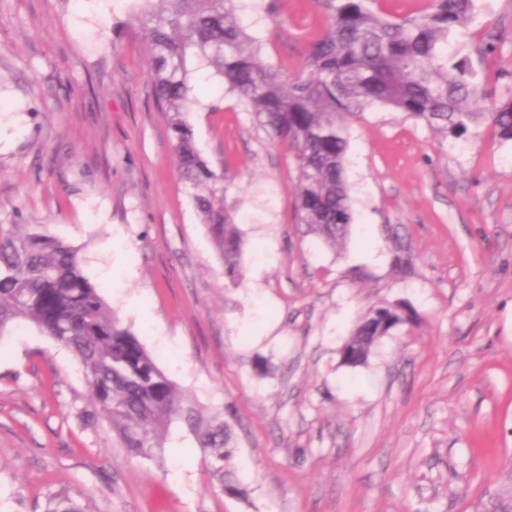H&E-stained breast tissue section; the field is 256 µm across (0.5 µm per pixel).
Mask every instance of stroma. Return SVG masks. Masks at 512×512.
I'll return each instance as SVG.
<instances>
[{
    "mask_svg": "<svg viewBox=\"0 0 512 512\" xmlns=\"http://www.w3.org/2000/svg\"><path fill=\"white\" fill-rule=\"evenodd\" d=\"M137 8L0 0V131H22L0 150V225L79 247L161 370L223 412L243 493L212 487L182 424L157 460L117 447L107 419L85 426L78 359L22 323L0 336V512L61 497L86 512H472L512 480V142L371 109L348 127L353 226L330 247L296 219L288 147L192 62L188 121L247 243L233 284L177 172ZM240 18L290 76L328 24L316 0H283L274 20L245 0ZM443 51L512 97V0H477ZM393 303L414 322L343 365L362 316Z\"/></svg>",
    "mask_w": 512,
    "mask_h": 512,
    "instance_id": "stroma-1",
    "label": "stroma"
}]
</instances>
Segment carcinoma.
Masks as SVG:
<instances>
[{
	"label": "carcinoma",
	"instance_id": "carcinoma-1",
	"mask_svg": "<svg viewBox=\"0 0 512 512\" xmlns=\"http://www.w3.org/2000/svg\"><path fill=\"white\" fill-rule=\"evenodd\" d=\"M136 32L152 53L153 93L167 113L176 166L194 190V205L231 281L243 280L245 242L224 203V175L197 150L190 112L189 62L204 60L237 94L276 142L288 145L297 173L296 217L329 244L345 241L353 214L345 180V121L374 105L425 123L445 139L482 124L512 141V99L488 106L464 59L439 44L472 18L474 0H427L395 20L377 0H318L328 25L308 47L296 75L263 59V44L238 21L241 0H140ZM404 305L371 309L345 345H359L365 363L378 337L411 320ZM24 321L70 348L90 393L88 423L109 420L119 447L157 459L173 422L183 424L208 454L218 489L240 493L224 470L231 431L221 414L208 418L160 369L140 338L112 314L100 287L84 273L79 249L42 224L0 226V335Z\"/></svg>",
	"mask_w": 512,
	"mask_h": 512
}]
</instances>
